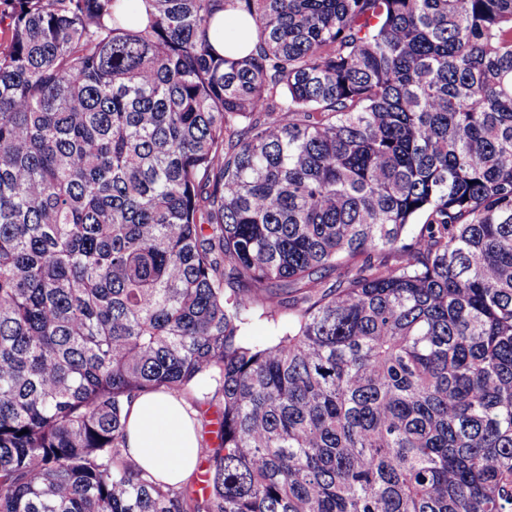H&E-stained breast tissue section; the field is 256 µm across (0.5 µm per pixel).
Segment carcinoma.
<instances>
[{
	"label": "carcinoma",
	"instance_id": "obj_1",
	"mask_svg": "<svg viewBox=\"0 0 512 512\" xmlns=\"http://www.w3.org/2000/svg\"><path fill=\"white\" fill-rule=\"evenodd\" d=\"M0 512H512V0H0ZM225 24H231L233 32L225 43L223 40L213 42L214 49L227 56H243L253 48L252 33L253 21L234 10H228L218 15L215 21L217 27L224 28ZM277 333L273 325L263 319L254 318L245 330V341L252 345H265L270 343ZM126 452L145 471L169 484H181L196 471L200 437L183 401L150 391L124 410Z\"/></svg>",
	"mask_w": 512,
	"mask_h": 512
}]
</instances>
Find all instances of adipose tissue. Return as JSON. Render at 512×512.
<instances>
[{
	"mask_svg": "<svg viewBox=\"0 0 512 512\" xmlns=\"http://www.w3.org/2000/svg\"><path fill=\"white\" fill-rule=\"evenodd\" d=\"M215 24L233 28L227 40L214 42L218 53L238 57L252 49L249 17L229 10L220 13ZM124 415L126 452L143 470L177 485L193 475L201 456L200 437L183 401L164 392H145L126 405Z\"/></svg>",
	"mask_w": 512,
	"mask_h": 512,
	"instance_id": "obj_1",
	"label": "adipose tissue"
}]
</instances>
